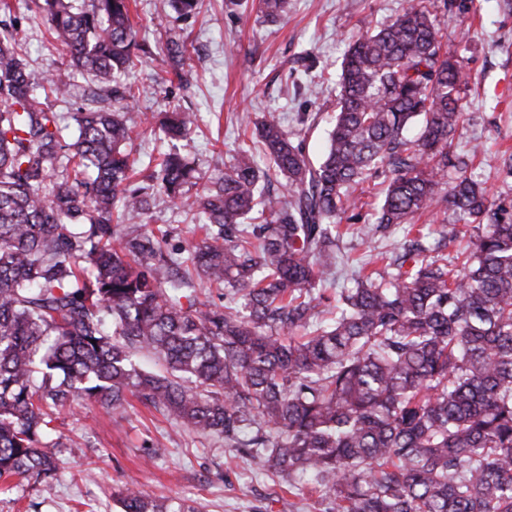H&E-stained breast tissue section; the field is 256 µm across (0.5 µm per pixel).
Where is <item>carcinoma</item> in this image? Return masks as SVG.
Here are the masks:
<instances>
[{
  "label": "carcinoma",
  "instance_id": "1",
  "mask_svg": "<svg viewBox=\"0 0 512 512\" xmlns=\"http://www.w3.org/2000/svg\"><path fill=\"white\" fill-rule=\"evenodd\" d=\"M171 5L187 20L202 0ZM259 5L288 12V0ZM454 7L406 0L354 40L318 161L306 151L318 115L289 129L271 115L192 199L185 187L202 176L176 147L137 185L126 146L141 126L185 138L194 113L54 112L49 97L68 101L71 83L37 77L0 29V481L31 478L51 495L61 410L118 414L133 396L288 487L312 486L333 512H512V200L467 175L482 143L457 152L469 74L436 24ZM43 11L71 72L107 83L135 67L129 0ZM166 47L179 76L188 36L171 30ZM496 171L511 188L512 153ZM377 180V224L402 228L400 251L372 255L381 268L331 293L343 237L370 234L341 229L343 216ZM155 195L203 221L205 237L176 257L112 223L145 224ZM437 208L452 211L448 240L465 241L453 255L414 222ZM196 280L224 305L200 301ZM143 352L162 369L139 366ZM123 507L197 512L129 488Z\"/></svg>",
  "mask_w": 512,
  "mask_h": 512
}]
</instances>
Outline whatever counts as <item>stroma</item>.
Segmentation results:
<instances>
[{"label": "stroma", "mask_w": 512, "mask_h": 512, "mask_svg": "<svg viewBox=\"0 0 512 512\" xmlns=\"http://www.w3.org/2000/svg\"><path fill=\"white\" fill-rule=\"evenodd\" d=\"M0 11V26L18 25V39L37 76L67 74L73 84L69 102H52L56 112L86 107L101 85L70 74L62 51L48 43L42 0H9ZM468 12L441 11L437 24L443 41L456 44L470 76L465 103L471 119L459 139L488 153L512 148V8L505 0H467ZM404 0H289L285 20L270 23L256 0L227 7L224 0H205L200 14L178 20L169 0H136L131 9L138 42L147 56L124 82L141 87L135 111L152 113L173 106L196 113L197 128L181 143L206 178H218L232 162L251 125L266 114L285 126L298 113L331 115L336 110V81L350 36L374 30L401 12ZM183 28L192 43L181 75L167 72L164 32ZM149 231L163 235L172 250L201 233L181 203L158 199ZM55 428L68 436L61 451L65 476L51 497L34 481L15 477L0 483V512H122L120 498L135 488L151 497L164 496L195 506L197 512H328L329 501L309 487L290 492L254 469L221 438L179 430L160 413L135 405L121 416L95 404L62 410ZM160 439L155 459L140 455L146 438ZM95 469V480L82 472Z\"/></svg>", "instance_id": "obj_1"}]
</instances>
